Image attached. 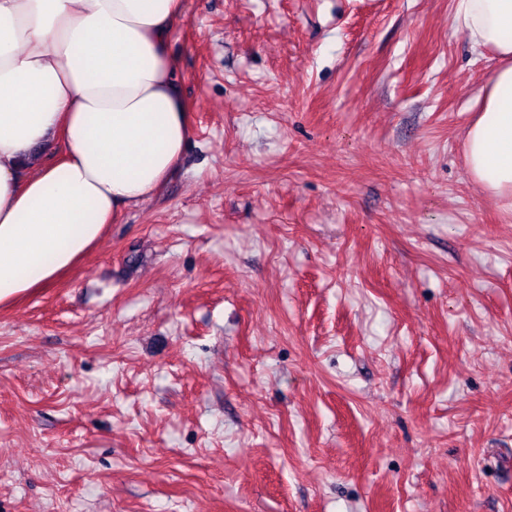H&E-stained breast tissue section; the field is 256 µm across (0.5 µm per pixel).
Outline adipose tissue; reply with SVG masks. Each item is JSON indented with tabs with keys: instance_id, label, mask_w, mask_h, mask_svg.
Segmentation results:
<instances>
[{
	"instance_id": "obj_1",
	"label": "adipose tissue",
	"mask_w": 512,
	"mask_h": 512,
	"mask_svg": "<svg viewBox=\"0 0 512 512\" xmlns=\"http://www.w3.org/2000/svg\"><path fill=\"white\" fill-rule=\"evenodd\" d=\"M185 0H0V307L77 265L157 195L189 134L169 52ZM496 62L465 134L469 172L512 207V0H455ZM62 141L58 161L34 159Z\"/></svg>"
}]
</instances>
